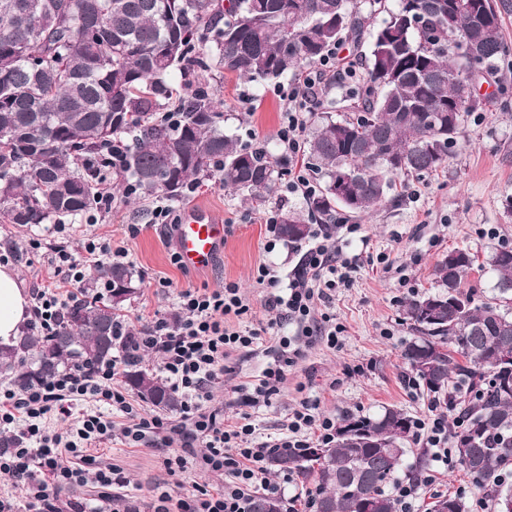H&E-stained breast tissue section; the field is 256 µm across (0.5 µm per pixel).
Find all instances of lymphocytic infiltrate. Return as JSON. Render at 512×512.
<instances>
[{
  "mask_svg": "<svg viewBox=\"0 0 512 512\" xmlns=\"http://www.w3.org/2000/svg\"><path fill=\"white\" fill-rule=\"evenodd\" d=\"M336 49H329L317 71H309L286 93L283 122L277 132L281 155L292 159L303 150L310 120L307 103L321 71L335 68ZM359 225L349 224L344 235L358 233ZM327 224L316 225L312 242L301 255L288 281H281L266 265L257 269L256 281L269 288L268 307L282 312L294 332L273 339L274 358L252 385L245 406L256 409L269 405L286 379L289 367L304 355V344L322 342L328 348L341 347L342 326L333 314L324 312L336 288L349 285L359 267L358 256L343 251V237ZM33 250H43L56 282L36 289L30 327L53 335L68 304L61 290L76 288L84 293L103 286H91L87 267L111 264L123 256V249L112 248L95 235H88L80 252L70 251L67 243L29 240ZM251 310L239 286L227 283L209 289H186L177 295L171 315L141 321L139 328L120 322L118 335L134 336L138 351L158 360V372L166 385L179 396L180 422L141 413L116 379L133 360L122 353L94 371L68 369L49 381L26 390L0 386V434L12 445L0 448V475L12 483L9 492H0V512H141L135 497L113 494L123 486L121 470L103 464L91 454L92 446L120 440L136 444L146 438L177 447L178 455L167 459L169 474L185 472L188 461L222 477L215 489L196 487L192 495L173 499L169 491L156 494L152 512H250L254 494L277 496L281 487L293 483V473L270 481L264 461L270 447L309 448L332 441L336 420L320 411L316 400L302 399L288 418L287 435L269 443L259 440L256 428L248 422L225 423L224 410L212 406L210 386L224 372V360L234 351L262 344L258 329L228 325V317L243 318ZM126 418L116 426L115 417ZM67 420L64 430L52 429L51 418ZM416 439L432 448L434 462L447 465L452 460L448 419L436 413L417 421ZM75 458L72 466L64 457ZM99 487L97 499L90 502L70 498L77 486Z\"/></svg>",
  "mask_w": 512,
  "mask_h": 512,
  "instance_id": "1",
  "label": "lymphocytic infiltrate"
}]
</instances>
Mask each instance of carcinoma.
<instances>
[{
	"mask_svg": "<svg viewBox=\"0 0 512 512\" xmlns=\"http://www.w3.org/2000/svg\"><path fill=\"white\" fill-rule=\"evenodd\" d=\"M387 13L372 33L365 73L342 60L356 106L333 115L320 101L303 147L323 185L305 199L310 216L342 210L362 215L391 203L397 181L421 179L448 165L459 146L464 116L479 99L461 93L460 77L493 72L509 52L495 0H368ZM351 0H0V217L32 227L82 216L96 205L107 176L127 197H180L191 180L218 177L224 186L263 200L287 175L268 146L242 144L224 133V113L205 88L186 97L173 72L193 69L270 83L320 63L346 32L362 35ZM475 52H459L461 41ZM166 112L178 115L170 124ZM172 186L150 179L160 165ZM350 179L349 194L336 181ZM278 233L300 241L311 233L295 210L282 209ZM491 301L461 289L472 265L456 249L435 268L437 290L404 304L415 336L401 357L431 404L453 421L456 465L485 494L492 512L505 510L512 482V246L495 248ZM134 269L112 264L93 281L107 285L99 301L76 299L56 332H29L0 345V381L22 389L67 367L109 362L127 341L115 335L119 311L135 294ZM436 301V320L423 307ZM127 384L155 407L172 411L178 398L159 378L131 364ZM415 421L386 408L375 416L346 414L334 440L318 454L278 448L270 465L312 479L314 512H395L389 486L400 476L427 474L426 450L405 463ZM449 512H469L459 496H436ZM251 512H283L282 501L256 496Z\"/></svg>",
	"mask_w": 512,
	"mask_h": 512,
	"instance_id": "obj_1",
	"label": "carcinoma"
}]
</instances>
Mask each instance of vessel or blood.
Here are the masks:
<instances>
[{"mask_svg":"<svg viewBox=\"0 0 512 512\" xmlns=\"http://www.w3.org/2000/svg\"><path fill=\"white\" fill-rule=\"evenodd\" d=\"M223 219L201 207L187 208L174 236L179 264L191 272H206L224 249Z\"/></svg>","mask_w":512,"mask_h":512,"instance_id":"vessel-or-blood-1","label":"vessel or blood"}]
</instances>
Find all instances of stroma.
I'll list each match as a JSON object with an SVG mask.
<instances>
[{"label": "stroma", "instance_id": "35a3bbf8", "mask_svg": "<svg viewBox=\"0 0 512 512\" xmlns=\"http://www.w3.org/2000/svg\"><path fill=\"white\" fill-rule=\"evenodd\" d=\"M291 83L287 77L256 85L230 74L199 71L187 77L182 90L189 95L196 87H206L224 112L226 134L244 143L273 146L283 119L281 94ZM245 93L252 99L248 109L241 103ZM476 94L483 106L466 116L460 145L447 167L408 180L396 202L361 218V234L350 237L347 248L349 254L359 255V268L353 283L338 288L328 306L345 327L344 346L335 351L312 345L289 369L272 406L253 415L262 437L276 439L285 433L289 414L305 395L319 398L322 411L336 419L349 413L368 416L387 407L403 409L416 420L429 417V397L422 389L407 386L401 352L412 332L402 305L411 293L433 289L436 264L455 248L475 257L463 290L483 300L492 297L496 278L488 255L501 244L512 245V212L504 206L505 198L512 197V112L500 108L501 101L512 102V64L502 63L494 74L480 78ZM192 204L207 208L229 226L223 252L203 274L172 263L174 231L151 223L153 200H131L116 193L111 216L96 224L98 235L126 249L124 262L138 279V290L122 317L132 323L141 315H170L177 291L214 288L226 281L238 283L251 301L250 326L270 327L278 316L265 304L267 291L255 280L257 268L269 263L288 275L300 252L298 243L269 233L263 216L284 207L305 212L304 196L281 186L269 201L259 204L243 200L213 178L184 192L174 203L175 211L183 213ZM132 224L138 225V234L129 233ZM267 361L260 351H235L225 360L226 371L212 394L226 419H236L239 388L255 380ZM96 454L103 463L124 471L129 480L126 494L144 505L150 504L159 485L176 483L188 493L195 484L218 482L193 464L179 477L170 476L165 466L169 450L146 442L106 444ZM460 492L468 497L474 492L467 475L453 466L437 468L432 484L420 492L417 512H427L434 495Z\"/></svg>", "mask_w": 512, "mask_h": 512}]
</instances>
